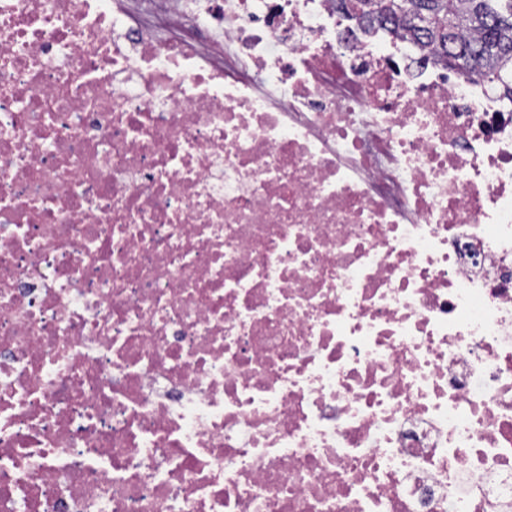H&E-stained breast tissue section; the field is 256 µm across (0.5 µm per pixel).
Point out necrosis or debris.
<instances>
[{"label": "necrosis or debris", "instance_id": "1", "mask_svg": "<svg viewBox=\"0 0 512 512\" xmlns=\"http://www.w3.org/2000/svg\"><path fill=\"white\" fill-rule=\"evenodd\" d=\"M124 2L0 0V512H512V103Z\"/></svg>", "mask_w": 512, "mask_h": 512}]
</instances>
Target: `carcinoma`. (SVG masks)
Segmentation results:
<instances>
[{
  "mask_svg": "<svg viewBox=\"0 0 512 512\" xmlns=\"http://www.w3.org/2000/svg\"><path fill=\"white\" fill-rule=\"evenodd\" d=\"M368 26L394 25L436 51L448 69L512 99V0H336Z\"/></svg>",
  "mask_w": 512,
  "mask_h": 512,
  "instance_id": "cac0c4a2",
  "label": "carcinoma"
}]
</instances>
